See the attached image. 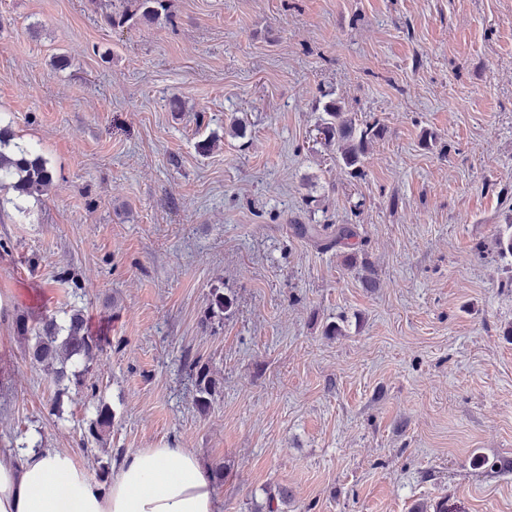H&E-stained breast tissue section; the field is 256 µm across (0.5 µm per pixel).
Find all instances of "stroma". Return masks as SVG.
Returning <instances> with one entry per match:
<instances>
[{
  "mask_svg": "<svg viewBox=\"0 0 512 512\" xmlns=\"http://www.w3.org/2000/svg\"><path fill=\"white\" fill-rule=\"evenodd\" d=\"M111 10L0 0V119L53 172L0 191V448L71 449L102 483L189 448L221 512L282 487L284 512H512V0ZM331 99L385 129L363 177L316 131ZM328 223L355 265L293 232ZM73 309L110 344L61 391L15 321ZM134 10L129 13L128 9L120 13L107 14L106 22L110 26L122 25L134 17L144 22H156L160 19L162 12L166 11V0H133ZM190 367L195 373L197 385L196 405L200 411L204 412L209 408L211 397L215 392L216 382L210 375L208 367L201 364L200 361H193Z\"/></svg>",
  "mask_w": 512,
  "mask_h": 512,
  "instance_id": "obj_1",
  "label": "stroma"
}]
</instances>
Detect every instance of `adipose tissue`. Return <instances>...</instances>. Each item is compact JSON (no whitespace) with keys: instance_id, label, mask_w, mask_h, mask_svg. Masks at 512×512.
<instances>
[{"instance_id":"adipose-tissue-1","label":"adipose tissue","mask_w":512,"mask_h":512,"mask_svg":"<svg viewBox=\"0 0 512 512\" xmlns=\"http://www.w3.org/2000/svg\"><path fill=\"white\" fill-rule=\"evenodd\" d=\"M212 476L189 449L128 453L110 484L67 448L0 453V512H218Z\"/></svg>"}]
</instances>
